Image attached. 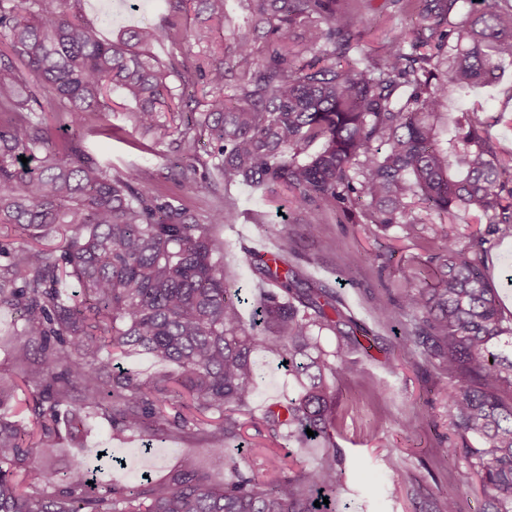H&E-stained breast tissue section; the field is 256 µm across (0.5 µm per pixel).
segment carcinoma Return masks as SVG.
Listing matches in <instances>:
<instances>
[{
  "instance_id": "obj_1",
  "label": "carcinoma",
  "mask_w": 512,
  "mask_h": 512,
  "mask_svg": "<svg viewBox=\"0 0 512 512\" xmlns=\"http://www.w3.org/2000/svg\"><path fill=\"white\" fill-rule=\"evenodd\" d=\"M52 2L0 0V227L19 232L0 243V309L23 320L11 334L15 376H0V512H319L317 495L336 493L343 475L336 409L361 347L352 317L335 289L304 278L285 232L273 258L242 250L259 291L245 320L215 231L235 220L234 203L223 197L200 219L84 146L116 90L142 139L171 137L182 183L283 186L309 210L308 240L341 210L361 212L376 238L443 242L406 264L397 304L379 302L378 318L409 317L406 343L439 370L462 446L438 454L463 455L460 482L480 474L489 512H512V359L499 351L512 317L485 274L496 240L512 235V158L474 113L442 112L512 63V0L468 11L473 0H390L416 23L374 49L364 0H246L250 20L228 34V0H165L161 23L114 41L68 0ZM165 41L201 51L161 60L152 48ZM47 106L68 118L61 141ZM460 211L484 228L462 233ZM69 279L80 291L64 290ZM258 351L287 362L294 382L262 411L271 442L324 444L315 466L267 481L225 453L253 416ZM140 352L162 369L119 363ZM91 415L112 421L114 439L200 437L224 479L187 456L165 479L93 487L82 453L63 473L36 459L60 423L77 431Z\"/></svg>"
}]
</instances>
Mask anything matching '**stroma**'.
Returning a JSON list of instances; mask_svg holds the SVG:
<instances>
[{"mask_svg":"<svg viewBox=\"0 0 512 512\" xmlns=\"http://www.w3.org/2000/svg\"><path fill=\"white\" fill-rule=\"evenodd\" d=\"M99 37L113 39L119 30L142 24H156L165 7L163 0H81L76 6ZM400 13L388 0H370L365 11L367 45L376 46L390 38L401 26ZM113 111L101 115L85 135L89 151L103 163L136 170L154 189L173 196L197 216H206L221 197L236 204V223L221 224L217 233L227 241L224 274L233 287L256 298L255 277L242 260V251L262 243H277L282 231L296 233L306 215L291 194L269 196L252 186L239 184L214 193L205 181L178 184L167 179L166 143L153 149L138 146L125 115L126 102L113 94ZM450 111L475 110L477 121L489 126L503 157L512 156V65L504 68L494 84L472 89L454 101ZM327 238L300 244L299 269L310 280L335 288L344 309L360 325L377 337L378 348L351 355L358 365L354 378L341 386L337 413L336 443L345 455V472L336 490L340 512H431L436 498L454 495L460 512H482L485 505L480 479L460 483L463 457L443 458L437 448L454 441L448 428V409L435 390L439 375L434 365L403 340L404 316H395L387 325L377 321L374 311L379 301L397 298L402 273L398 265L378 271L367 263L371 251L394 250L398 259L426 260L427 251L416 242L390 237L375 239L356 217L340 211L329 212ZM486 273L504 312L512 313V236L500 237L485 262ZM259 379L252 406L261 410L283 398L291 379L278 358L266 352L256 355ZM424 414L428 421L406 431L401 420ZM112 422L104 417L87 420L82 429L88 454L108 449L109 459L101 460L100 478L131 486L142 473L153 478L167 476L186 455H202L197 441L166 440L144 448L138 435L124 441L111 438ZM247 468L261 476H271V456L292 454L297 466H313L323 452L311 443L292 449H272L260 421L245 427V441L237 447Z\"/></svg>","mask_w":512,"mask_h":512,"instance_id":"stroma-1","label":"stroma"}]
</instances>
